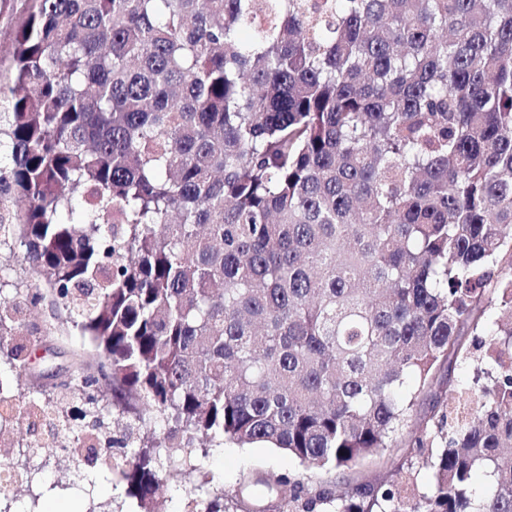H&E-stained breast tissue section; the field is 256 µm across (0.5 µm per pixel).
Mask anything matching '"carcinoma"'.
Returning <instances> with one entry per match:
<instances>
[{
    "label": "carcinoma",
    "instance_id": "carcinoma-1",
    "mask_svg": "<svg viewBox=\"0 0 512 512\" xmlns=\"http://www.w3.org/2000/svg\"><path fill=\"white\" fill-rule=\"evenodd\" d=\"M8 18L0 242L43 287L0 302V359L23 366L46 305L94 345L100 373L81 361L62 387L77 414L52 415L75 467L153 512L171 472L265 442L339 478L299 474L283 512H512V0H13ZM442 375L429 428L394 440ZM0 400L52 409L2 375ZM144 411L164 427L115 463L103 418ZM397 449L384 480L348 479ZM3 453L31 485L42 449Z\"/></svg>",
    "mask_w": 512,
    "mask_h": 512
}]
</instances>
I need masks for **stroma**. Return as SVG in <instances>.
<instances>
[{
  "label": "stroma",
  "mask_w": 512,
  "mask_h": 512,
  "mask_svg": "<svg viewBox=\"0 0 512 512\" xmlns=\"http://www.w3.org/2000/svg\"><path fill=\"white\" fill-rule=\"evenodd\" d=\"M38 280L23 261L14 244H0V297L10 298L16 290L36 287ZM30 335L27 350L32 361L13 375L22 388L51 385L68 375L84 338L71 325L61 324L50 307L33 310L26 318ZM299 464L287 453L265 443L239 447L224 442L212 448L200 470L189 477L163 480L157 493L158 512H192L197 501L221 494L232 498L242 485H251V503L265 512H280L281 499L267 495L264 480L300 473ZM19 500L31 512H139L134 499L127 497L120 479H107L89 468L75 472L73 479L43 481L21 488Z\"/></svg>",
  "instance_id": "obj_1"
}]
</instances>
